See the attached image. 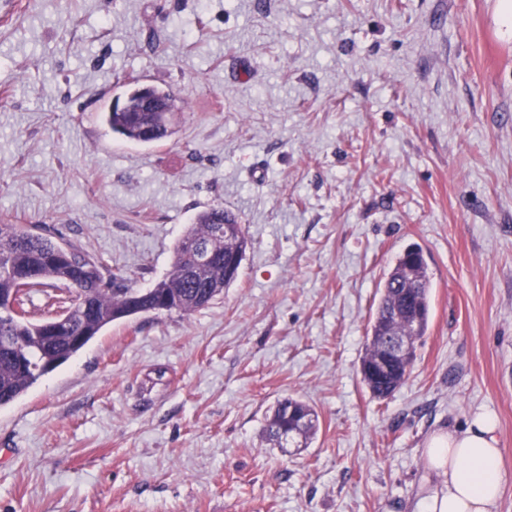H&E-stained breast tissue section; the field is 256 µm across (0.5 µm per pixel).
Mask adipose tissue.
<instances>
[{"label":"adipose tissue","instance_id":"adipose-tissue-1","mask_svg":"<svg viewBox=\"0 0 512 512\" xmlns=\"http://www.w3.org/2000/svg\"><path fill=\"white\" fill-rule=\"evenodd\" d=\"M495 430L494 418L485 414L465 428L430 437L428 466L446 478L448 491L423 501L419 512H495L503 485Z\"/></svg>","mask_w":512,"mask_h":512}]
</instances>
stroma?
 <instances>
[{"label":"stroma","instance_id":"1","mask_svg":"<svg viewBox=\"0 0 512 512\" xmlns=\"http://www.w3.org/2000/svg\"><path fill=\"white\" fill-rule=\"evenodd\" d=\"M503 0H15L0 22V220L133 288L221 206L249 245L191 314L108 325L0 407V512H416L432 434L497 422L512 512V19ZM174 132L112 135L127 79ZM431 281L405 383L362 381L385 275ZM307 446L262 434L279 400ZM318 417L305 401L285 398L266 418L264 435L267 441L281 445L301 438L305 443L315 435Z\"/></svg>","mask_w":512,"mask_h":512}]
</instances>
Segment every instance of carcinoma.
<instances>
[{"label":"carcinoma","instance_id":"obj_1","mask_svg":"<svg viewBox=\"0 0 512 512\" xmlns=\"http://www.w3.org/2000/svg\"><path fill=\"white\" fill-rule=\"evenodd\" d=\"M171 94L152 85L133 84L123 93V106L111 107L104 119L112 133L138 144L172 134ZM248 247L237 216L222 208L200 213L174 250L168 273L149 288H129L115 274H104L90 256L69 247L59 255L58 244L24 224H0V407L23 395L40 377L79 352L112 322L151 312L190 313L208 306L233 283ZM418 262L403 252L387 274L367 336L362 362L381 353L380 339L402 336L416 342L429 324L430 279L420 248ZM68 285V295H46L45 307H57L65 321L32 318L31 294L50 282ZM413 361H400L387 377L363 376L374 397L389 396L406 380ZM318 417L305 401L285 398L266 418L267 441L281 444L315 435Z\"/></svg>","mask_w":512,"mask_h":512}]
</instances>
